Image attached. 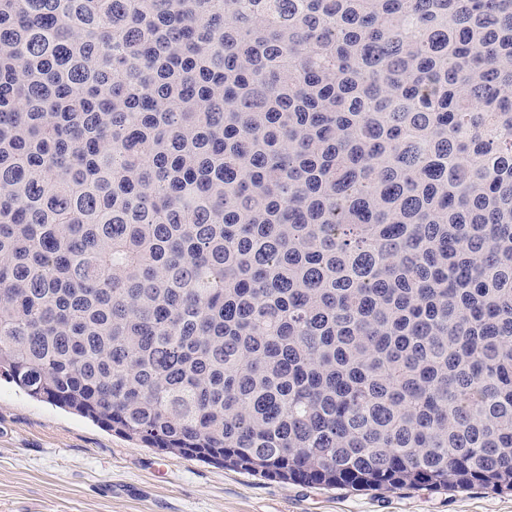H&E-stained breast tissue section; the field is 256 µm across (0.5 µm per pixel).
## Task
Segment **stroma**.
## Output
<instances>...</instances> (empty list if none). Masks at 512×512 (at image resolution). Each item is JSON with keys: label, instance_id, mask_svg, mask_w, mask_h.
Here are the masks:
<instances>
[{"label": "stroma", "instance_id": "35a3bbf8", "mask_svg": "<svg viewBox=\"0 0 512 512\" xmlns=\"http://www.w3.org/2000/svg\"><path fill=\"white\" fill-rule=\"evenodd\" d=\"M0 512H512V493L254 476L128 440L0 376Z\"/></svg>", "mask_w": 512, "mask_h": 512}]
</instances>
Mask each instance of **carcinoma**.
<instances>
[{"label": "carcinoma", "instance_id": "obj_1", "mask_svg": "<svg viewBox=\"0 0 512 512\" xmlns=\"http://www.w3.org/2000/svg\"><path fill=\"white\" fill-rule=\"evenodd\" d=\"M0 375L261 477L512 492V0H0Z\"/></svg>", "mask_w": 512, "mask_h": 512}]
</instances>
